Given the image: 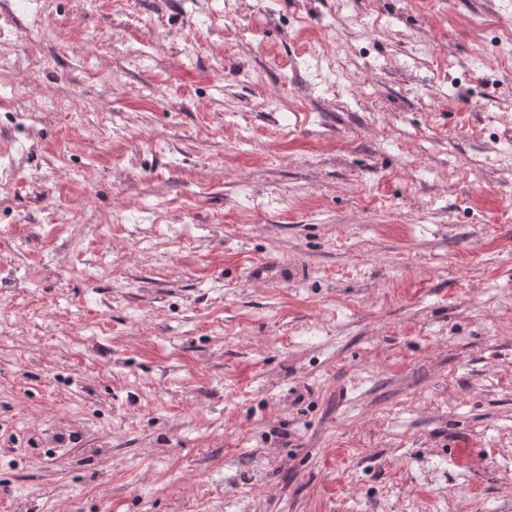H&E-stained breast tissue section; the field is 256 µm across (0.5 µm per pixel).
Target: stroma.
<instances>
[{
	"instance_id": "obj_1",
	"label": "stroma",
	"mask_w": 512,
	"mask_h": 512,
	"mask_svg": "<svg viewBox=\"0 0 512 512\" xmlns=\"http://www.w3.org/2000/svg\"><path fill=\"white\" fill-rule=\"evenodd\" d=\"M0 0V512H512V0Z\"/></svg>"
}]
</instances>
